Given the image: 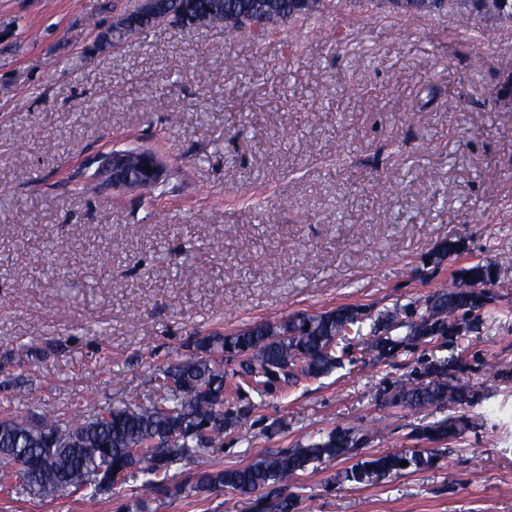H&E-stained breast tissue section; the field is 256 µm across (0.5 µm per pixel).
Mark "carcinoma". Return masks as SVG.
Instances as JSON below:
<instances>
[{
	"instance_id": "carcinoma-1",
	"label": "carcinoma",
	"mask_w": 512,
	"mask_h": 512,
	"mask_svg": "<svg viewBox=\"0 0 512 512\" xmlns=\"http://www.w3.org/2000/svg\"><path fill=\"white\" fill-rule=\"evenodd\" d=\"M257 0H154L150 15L132 17L126 38L154 27L167 15H189L196 27L222 26L235 32L229 20L248 17L264 33ZM447 10L463 26L472 17L512 23V0H447ZM496 263L478 261L463 269L453 287L432 295L423 311L400 319L394 315L371 319L359 306H339L318 314H294L272 324L260 322L231 333L197 337L186 345L181 359L159 370L160 392L132 408L104 407L79 420L62 421L51 413L32 420L24 416L0 419V454L23 461L16 490L31 498L54 499L84 492L103 494L100 474L127 476L137 472L153 483L167 477L176 464L224 446V432L234 428L249 408L229 409L251 390L273 394L298 381L319 377L342 365L338 351L352 347L350 335L362 336V325L373 320L365 351L378 361L397 357L408 348L439 344L448 355L420 354L409 378L380 389L377 398L391 406L448 408V416L423 427L419 438L453 442L481 424L466 415L487 396L465 381L468 361L455 343L479 329L481 310L491 301L497 284ZM365 441L355 427L336 428L316 441L266 452L252 462L199 475L194 489H230L254 497L259 512H296L298 497L284 495L278 485L310 466L340 457H354ZM437 455H377L359 460L333 480L372 484L404 471L435 467Z\"/></svg>"
}]
</instances>
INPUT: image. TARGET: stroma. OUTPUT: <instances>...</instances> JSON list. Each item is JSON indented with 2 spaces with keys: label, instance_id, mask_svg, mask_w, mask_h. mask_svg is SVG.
Returning a JSON list of instances; mask_svg holds the SVG:
<instances>
[{
  "label": "stroma",
  "instance_id": "1",
  "mask_svg": "<svg viewBox=\"0 0 512 512\" xmlns=\"http://www.w3.org/2000/svg\"><path fill=\"white\" fill-rule=\"evenodd\" d=\"M137 0H0V418L88 416L146 401L156 370L198 336L341 305L423 306L480 260L496 299L462 348L490 393L478 433L429 470L332 483L338 459L288 479L298 512H512V25L478 38L454 14L402 17L379 0H321L314 19L263 40L167 24L101 46ZM156 147L179 169L163 195L91 189L94 159ZM458 254L435 263L439 245ZM59 254L61 264L48 263ZM360 352L269 394L224 447L112 492L15 494L0 512H252L197 491L195 473L243 465L337 427L360 456L422 447L439 409L378 400L408 377Z\"/></svg>",
  "mask_w": 512,
  "mask_h": 512
}]
</instances>
